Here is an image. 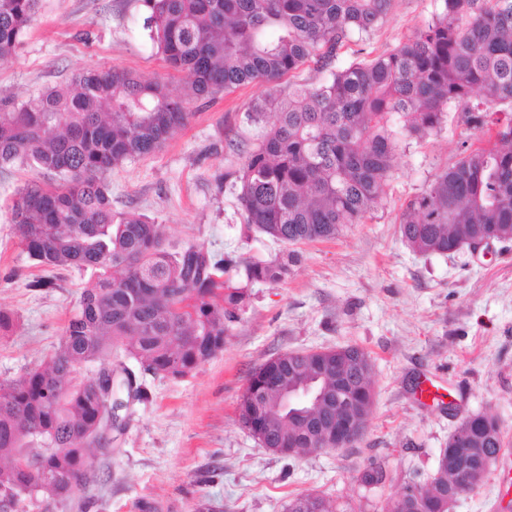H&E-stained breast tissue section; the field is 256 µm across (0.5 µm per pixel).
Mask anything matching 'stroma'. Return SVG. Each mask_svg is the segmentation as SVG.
Returning <instances> with one entry per match:
<instances>
[{
    "mask_svg": "<svg viewBox=\"0 0 512 512\" xmlns=\"http://www.w3.org/2000/svg\"><path fill=\"white\" fill-rule=\"evenodd\" d=\"M435 0H391L383 22L352 39L336 64L368 60L411 39L432 19ZM143 0H42L14 60L0 66V97L28 99L88 67L126 69L166 81L180 93L186 76L167 69L144 30ZM267 92L249 84L188 105L190 118L155 154L113 170L112 204L165 225L168 238L220 254L266 259L281 252L246 233L236 168L265 124L250 123ZM478 134L449 108L437 132L401 143L382 202L332 240L297 245L300 263L285 281L258 285L224 339V350L185 378L140 375L148 402L122 412L116 450L99 456L88 499L43 497L19 512H134L141 498L159 512H284L315 493L337 512H387L405 482L434 469L449 435L467 416L495 415L505 454L452 512H512V242L487 257L467 251L421 255L402 239L407 202L421 195ZM31 172H0V310L14 325L0 332V379L39 365L59 343L89 273H45L22 252L9 205ZM51 275L50 288L33 282ZM355 345L372 363L374 405L362 440L331 453L279 456L241 424L238 404L253 370L293 350ZM432 379L440 400L416 389ZM387 480L357 479L370 460Z\"/></svg>",
    "mask_w": 512,
    "mask_h": 512,
    "instance_id": "35a3bbf8",
    "label": "stroma"
}]
</instances>
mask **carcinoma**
<instances>
[{"mask_svg":"<svg viewBox=\"0 0 512 512\" xmlns=\"http://www.w3.org/2000/svg\"><path fill=\"white\" fill-rule=\"evenodd\" d=\"M41 0H0V64L11 62ZM417 36L371 60L333 67L338 49L370 34L390 0H145V29L168 68L188 82L173 95L157 78L85 68L62 87L18 102L0 98V170L30 167L51 182L28 183L11 204L20 247L46 268L91 271L52 354L0 381V503L38 494L68 502L89 487L94 451L112 453V420L148 394L132 360L155 377L179 379L224 350L255 283L278 284L293 251L267 260L220 257L198 242L172 243L164 227L112 207L113 169L160 148L190 113V100L243 84H274L315 61L318 85L286 99L267 95L257 122L273 114L260 143L233 171L247 229L281 245L336 238L382 199L398 143L440 128L448 108L485 144L461 157L410 200L400 221L415 252L448 255L467 240L512 241V0H439ZM372 364L355 346L290 351L252 372L238 414L253 412L265 447L286 457L322 448L339 403L367 422ZM312 381V411H283L281 392ZM498 419H464L422 483L388 512H442L443 499L479 488L485 457L498 454ZM466 476L448 474V460ZM377 461L360 471L378 484Z\"/></svg>","mask_w":512,"mask_h":512,"instance_id":"cac0c4a2","label":"carcinoma"}]
</instances>
